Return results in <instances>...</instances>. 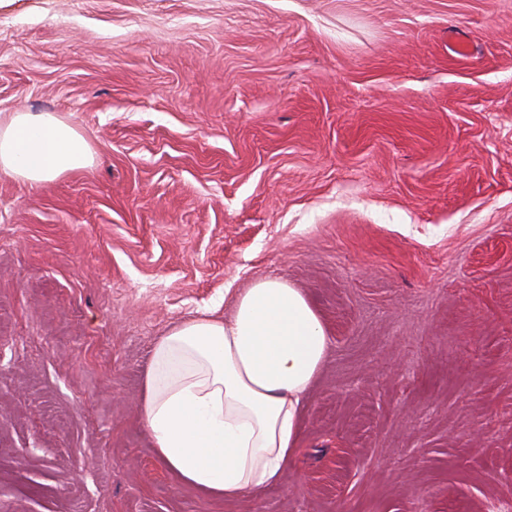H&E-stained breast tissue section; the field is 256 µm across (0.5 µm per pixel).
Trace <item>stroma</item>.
Here are the masks:
<instances>
[{
  "label": "stroma",
  "mask_w": 512,
  "mask_h": 512,
  "mask_svg": "<svg viewBox=\"0 0 512 512\" xmlns=\"http://www.w3.org/2000/svg\"><path fill=\"white\" fill-rule=\"evenodd\" d=\"M20 110L93 162L0 175V512L512 504V0H0ZM266 277L331 353L279 484L213 501L143 376Z\"/></svg>",
  "instance_id": "obj_1"
}]
</instances>
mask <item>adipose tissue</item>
Segmentation results:
<instances>
[{
    "label": "adipose tissue",
    "mask_w": 512,
    "mask_h": 512,
    "mask_svg": "<svg viewBox=\"0 0 512 512\" xmlns=\"http://www.w3.org/2000/svg\"><path fill=\"white\" fill-rule=\"evenodd\" d=\"M92 160L87 140L55 115L0 116V173L42 184ZM331 344L305 293L271 277L236 295L230 319L172 326L151 350L140 402L158 461L214 500L277 485Z\"/></svg>",
    "instance_id": "obj_1"
}]
</instances>
